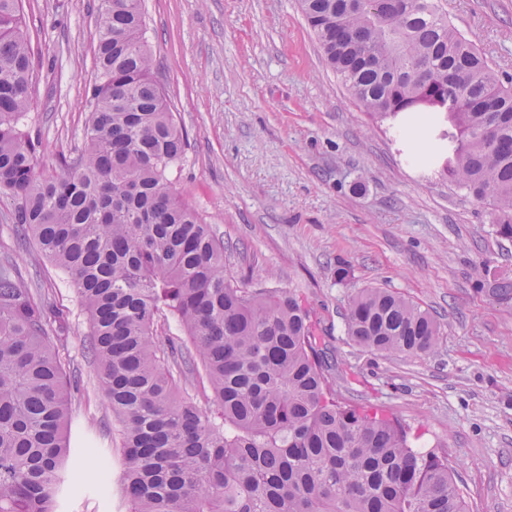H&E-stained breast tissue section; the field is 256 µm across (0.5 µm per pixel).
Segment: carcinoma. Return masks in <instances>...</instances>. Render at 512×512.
Listing matches in <instances>:
<instances>
[{"label":"carcinoma","mask_w":512,"mask_h":512,"mask_svg":"<svg viewBox=\"0 0 512 512\" xmlns=\"http://www.w3.org/2000/svg\"><path fill=\"white\" fill-rule=\"evenodd\" d=\"M301 0L330 67L367 112L421 134L447 93L446 173L492 205L512 239V78L435 0ZM22 0H0V195L19 236L65 272L89 321L88 352L120 425L133 512H467L448 457L411 446L397 419L336 401L325 348L293 293L231 285L224 242L173 191L187 143L143 40L141 0H101L97 81L83 147L36 174L39 142L19 126L35 83ZM186 339H158L156 322ZM347 336L385 354L433 352L441 327L388 288L345 310ZM69 321L0 264V512H56L71 448L62 350ZM211 390L201 408L180 383Z\"/></svg>","instance_id":"carcinoma-1"}]
</instances>
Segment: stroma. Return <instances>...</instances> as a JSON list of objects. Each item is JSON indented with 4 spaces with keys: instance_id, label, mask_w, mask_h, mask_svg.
I'll return each instance as SVG.
<instances>
[{
    "instance_id": "35a3bbf8",
    "label": "stroma",
    "mask_w": 512,
    "mask_h": 512,
    "mask_svg": "<svg viewBox=\"0 0 512 512\" xmlns=\"http://www.w3.org/2000/svg\"><path fill=\"white\" fill-rule=\"evenodd\" d=\"M501 78L512 77V0H438ZM100 0H23L37 80L24 124L40 172L83 143ZM143 37L186 137L169 179L224 241L231 284L294 293L328 349L338 399L405 424L447 452L469 512H512V240L490 205L443 169L448 125L425 132L433 165L409 159L398 122L374 121L328 65L299 0H141ZM0 195V263L68 316L64 360L74 450L57 512H130L118 424L98 389L89 324L63 271L18 237ZM388 288L441 326L428 355H386L344 333L349 299Z\"/></svg>"
}]
</instances>
